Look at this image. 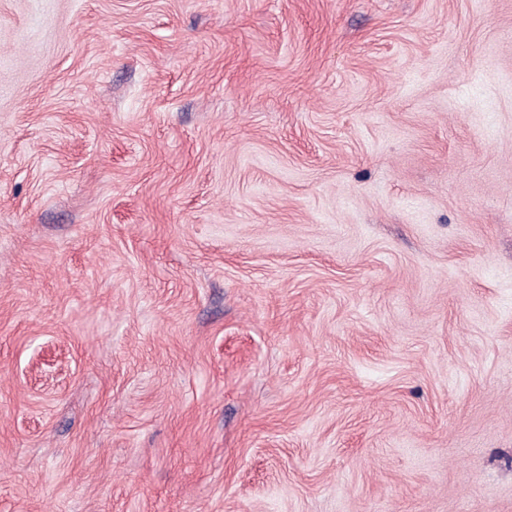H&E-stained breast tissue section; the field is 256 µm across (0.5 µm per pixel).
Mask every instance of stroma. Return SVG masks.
Returning a JSON list of instances; mask_svg holds the SVG:
<instances>
[{"label": "stroma", "instance_id": "35a3bbf8", "mask_svg": "<svg viewBox=\"0 0 512 512\" xmlns=\"http://www.w3.org/2000/svg\"><path fill=\"white\" fill-rule=\"evenodd\" d=\"M0 512H512V0H0Z\"/></svg>", "mask_w": 512, "mask_h": 512}]
</instances>
